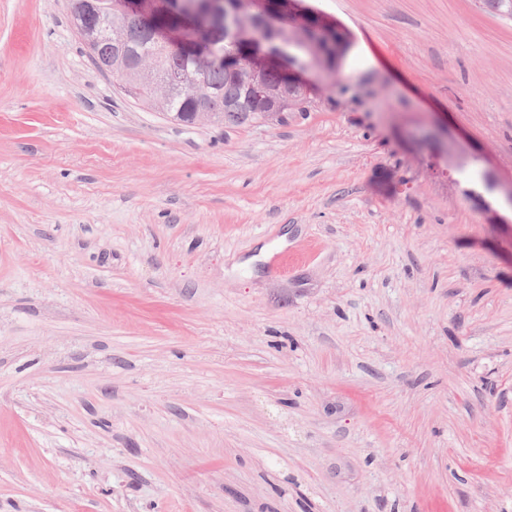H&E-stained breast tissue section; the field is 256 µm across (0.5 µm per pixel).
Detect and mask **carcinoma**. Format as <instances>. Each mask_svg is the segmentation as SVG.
<instances>
[{
    "mask_svg": "<svg viewBox=\"0 0 512 512\" xmlns=\"http://www.w3.org/2000/svg\"><path fill=\"white\" fill-rule=\"evenodd\" d=\"M224 5L236 11L242 22L252 29L250 40L229 45L227 29L221 22L209 26L197 25L172 35L177 23L167 20L174 5L172 0L158 5L157 9L142 16L141 32L126 29L124 4L112 0V19L106 25L112 37L104 38L97 53H120L129 60H137L142 53L151 54L155 64L154 81L173 82L166 92L153 93L141 82L142 75L128 72L122 81L125 94L163 112L170 120L179 122V115L195 111V104L181 95L178 85L191 76L189 56L211 51L232 52L230 62H216L208 70L204 84L198 88L199 98L205 100L210 111L219 113L220 124L239 125L266 119L271 103L261 102L253 95L252 87L258 86L275 98L277 108L283 112H306L310 104L311 89L297 83L295 74L288 67L265 69L262 67L267 46L279 48L295 66H307L321 72L331 83L341 61L350 47L348 33L339 28L324 26L318 17L308 15L302 22H290L281 27H260L254 24L255 16L243 0H223ZM478 10L501 17L512 14V0H477Z\"/></svg>",
    "mask_w": 512,
    "mask_h": 512,
    "instance_id": "1",
    "label": "carcinoma"
}]
</instances>
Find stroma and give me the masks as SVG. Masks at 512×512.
<instances>
[{
	"label": "stroma",
	"mask_w": 512,
	"mask_h": 512,
	"mask_svg": "<svg viewBox=\"0 0 512 512\" xmlns=\"http://www.w3.org/2000/svg\"><path fill=\"white\" fill-rule=\"evenodd\" d=\"M302 4L336 87L188 127L0 0V512H512V22Z\"/></svg>",
	"instance_id": "1"
}]
</instances>
